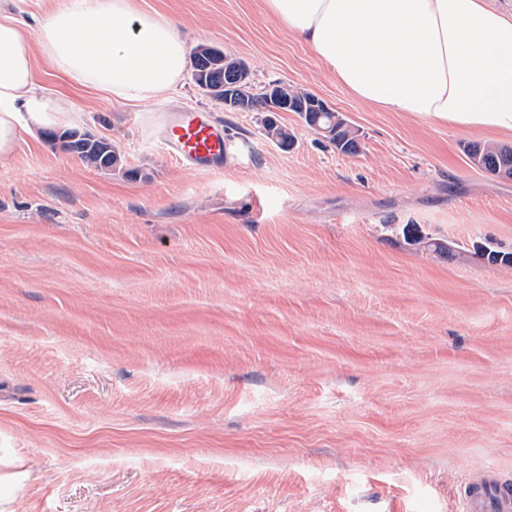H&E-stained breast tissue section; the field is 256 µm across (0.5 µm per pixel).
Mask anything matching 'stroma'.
<instances>
[{"instance_id":"1","label":"stroma","mask_w":512,"mask_h":512,"mask_svg":"<svg viewBox=\"0 0 512 512\" xmlns=\"http://www.w3.org/2000/svg\"><path fill=\"white\" fill-rule=\"evenodd\" d=\"M134 2L361 149L281 112L284 151L191 78L134 104L36 57L118 160L40 130L0 158V512H463L466 482H512V264L477 253H512V180L463 152L491 134L356 99L263 0ZM181 110L223 123V173L169 155ZM322 107L324 110L330 111V112H316L315 110H307L305 113V116L302 115V112H298L294 109H289L288 112H297L301 119L306 124L305 126L308 127L310 130L315 131L316 129L313 127L314 124L317 122L318 118V124L321 128L328 129L332 128L330 131V135L322 134L325 139H328L337 150L343 153H355L357 152L358 146H356L352 139H349L345 141L346 136L348 134V130L350 132L349 137H353L354 141L358 144L359 143V133L358 130H356L354 127L349 125L348 130L346 127L343 126V122L339 118V116L336 114V112L332 111L331 108L324 103H322ZM317 131V130H316ZM69 132L71 131L49 132L46 136L51 143L59 145L68 153L77 155L88 166L101 169L111 167L117 162V155L110 141L97 139L87 134L83 135L86 137L85 139H78L80 134H68ZM66 135L69 140H78L68 141L65 139Z\"/></svg>"}]
</instances>
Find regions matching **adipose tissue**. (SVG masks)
I'll return each mask as SVG.
<instances>
[{
  "label": "adipose tissue",
  "instance_id": "adipose-tissue-1",
  "mask_svg": "<svg viewBox=\"0 0 512 512\" xmlns=\"http://www.w3.org/2000/svg\"><path fill=\"white\" fill-rule=\"evenodd\" d=\"M354 97L386 112L512 136V12L491 0H263ZM118 101H165L185 40L133 0H57L35 33L0 5V158L22 129L73 125L41 93L33 57Z\"/></svg>",
  "mask_w": 512,
  "mask_h": 512
}]
</instances>
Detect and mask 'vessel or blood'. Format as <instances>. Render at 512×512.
Listing matches in <instances>:
<instances>
[{
	"instance_id": "obj_1",
	"label": "vessel or blood",
	"mask_w": 512,
	"mask_h": 512,
	"mask_svg": "<svg viewBox=\"0 0 512 512\" xmlns=\"http://www.w3.org/2000/svg\"><path fill=\"white\" fill-rule=\"evenodd\" d=\"M162 137L170 155L184 168L223 169L228 148L224 127L202 113H179L165 125ZM461 497L464 512H512L511 484L473 482Z\"/></svg>"
}]
</instances>
